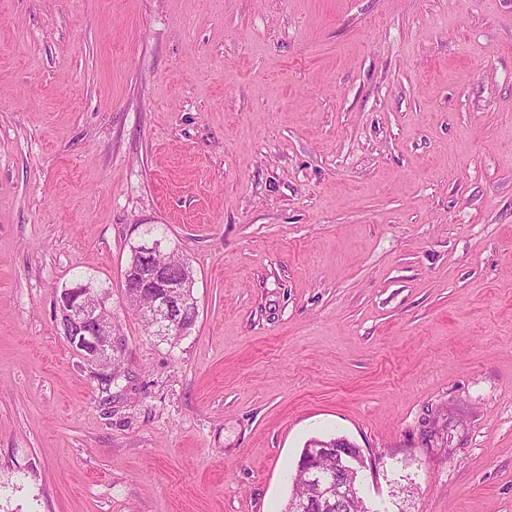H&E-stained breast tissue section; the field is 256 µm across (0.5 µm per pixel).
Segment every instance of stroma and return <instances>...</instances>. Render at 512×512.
Instances as JSON below:
<instances>
[{
    "label": "stroma",
    "instance_id": "35a3bbf8",
    "mask_svg": "<svg viewBox=\"0 0 512 512\" xmlns=\"http://www.w3.org/2000/svg\"><path fill=\"white\" fill-rule=\"evenodd\" d=\"M334 436L373 512H512V0H0V512H283ZM164 251L162 244L158 241L142 244L139 246V258L137 262L138 275H128L135 270V249L132 251L128 261V269L124 275L125 297L128 301L138 299L142 294L151 295V303L141 309V317L150 321L158 336L172 337L173 335H185L191 325L187 320L194 319L191 308L186 309L180 295L181 288H185L182 275L187 280L188 288L193 294L194 277L193 270L188 258L174 251L164 252L159 256V261L176 270L163 267L156 262V256ZM89 288L75 285L64 288L58 301L61 331L66 342L87 365L96 372L98 379L112 376V368L117 364L125 348V339L116 336L112 326L102 321L100 308L102 300L97 297V305H91L86 297Z\"/></svg>",
    "mask_w": 512,
    "mask_h": 512
}]
</instances>
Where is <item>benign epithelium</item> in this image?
<instances>
[{"label": "benign epithelium", "instance_id": "7a95c632", "mask_svg": "<svg viewBox=\"0 0 512 512\" xmlns=\"http://www.w3.org/2000/svg\"><path fill=\"white\" fill-rule=\"evenodd\" d=\"M162 251L158 241L139 246L138 275H124L125 297L130 301L150 294L151 303L141 309V317L153 324L159 336L184 335L191 327L184 319L185 304L180 295L184 282L180 272L156 262ZM88 293L89 288L81 284L63 289L58 301L59 318L67 325L64 338L72 351L96 371L97 378L104 379L112 376V368L125 348V339L115 335L112 326L102 321L103 303L89 304ZM310 447L313 448L311 457L300 460L299 468L314 486L316 500L298 499L297 508L305 512H331L333 506L351 494L353 487L347 476L365 467L364 458L348 453L339 445L331 447L313 441ZM328 452L336 457V467L329 471L316 465L319 454Z\"/></svg>", "mask_w": 512, "mask_h": 512}]
</instances>
